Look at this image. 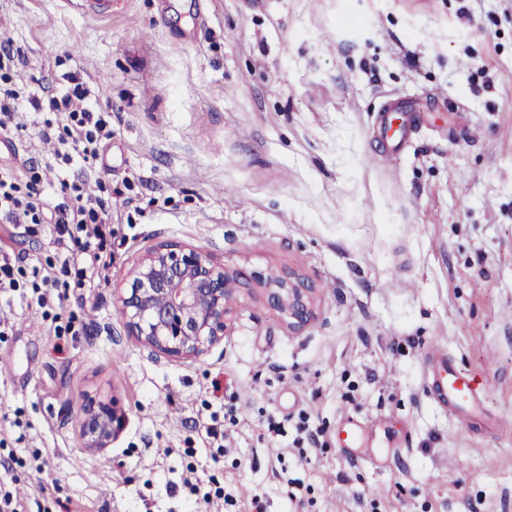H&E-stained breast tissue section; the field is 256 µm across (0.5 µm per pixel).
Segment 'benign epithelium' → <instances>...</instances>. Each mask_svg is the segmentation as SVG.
Returning a JSON list of instances; mask_svg holds the SVG:
<instances>
[{"label":"benign epithelium","mask_w":512,"mask_h":512,"mask_svg":"<svg viewBox=\"0 0 512 512\" xmlns=\"http://www.w3.org/2000/svg\"><path fill=\"white\" fill-rule=\"evenodd\" d=\"M256 289L288 316L293 328L310 318L313 286L289 273L256 271L249 276L187 245L160 243L137 258L118 294L127 334L156 354L195 358L224 341L231 306ZM114 400H90L82 424L83 445L108 448L126 426Z\"/></svg>","instance_id":"7a95c632"}]
</instances>
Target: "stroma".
<instances>
[{
  "instance_id": "35a3bbf8",
  "label": "stroma",
  "mask_w": 512,
  "mask_h": 512,
  "mask_svg": "<svg viewBox=\"0 0 512 512\" xmlns=\"http://www.w3.org/2000/svg\"><path fill=\"white\" fill-rule=\"evenodd\" d=\"M9 41L29 89L56 68L97 90L101 161L130 182L67 335L0 299V484L22 512H224L191 482L265 512H512V0H0ZM390 94L427 111L400 153L374 136ZM162 242L299 275L311 320L247 293L223 343L152 355L116 291ZM0 246L53 253L35 224H0ZM437 353L484 385L474 423L429 398ZM101 395L128 423L96 453ZM126 421L125 410L113 398L112 401L91 399L82 424L84 448L105 450L124 430Z\"/></svg>"
}]
</instances>
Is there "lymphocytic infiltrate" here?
Listing matches in <instances>:
<instances>
[{
    "label": "lymphocytic infiltrate",
    "instance_id": "lymphocytic-infiltrate-1",
    "mask_svg": "<svg viewBox=\"0 0 512 512\" xmlns=\"http://www.w3.org/2000/svg\"><path fill=\"white\" fill-rule=\"evenodd\" d=\"M26 64L22 48L0 43V138L33 129L35 139L55 143L54 158L66 176L49 200L43 167L0 166V223L45 225L55 249L53 259L39 265L1 253L0 292L51 308V326L61 336L70 324L54 311L56 288L92 285L99 269L112 263V183L99 177L112 114L97 108L92 87L73 72L45 76L38 92H28L17 80ZM92 178L99 188L93 197L85 193Z\"/></svg>",
    "mask_w": 512,
    "mask_h": 512
}]
</instances>
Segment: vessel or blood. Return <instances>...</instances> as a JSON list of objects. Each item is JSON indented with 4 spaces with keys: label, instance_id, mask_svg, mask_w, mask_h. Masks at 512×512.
Segmentation results:
<instances>
[{
    "label": "vessel or blood",
    "instance_id": "vessel-or-blood-1",
    "mask_svg": "<svg viewBox=\"0 0 512 512\" xmlns=\"http://www.w3.org/2000/svg\"><path fill=\"white\" fill-rule=\"evenodd\" d=\"M421 124L419 110L409 107L403 98L391 97L378 111L375 132L388 150L399 152L409 145ZM425 385L434 401L445 407L467 412L480 400L481 387L476 379L441 356L432 357Z\"/></svg>",
    "mask_w": 512,
    "mask_h": 512
}]
</instances>
